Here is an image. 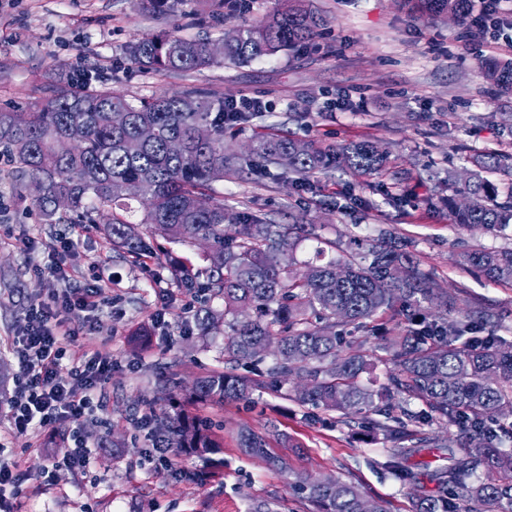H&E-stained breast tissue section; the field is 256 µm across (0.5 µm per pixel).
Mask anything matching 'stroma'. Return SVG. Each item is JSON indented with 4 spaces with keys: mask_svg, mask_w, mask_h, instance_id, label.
I'll return each instance as SVG.
<instances>
[{
    "mask_svg": "<svg viewBox=\"0 0 512 512\" xmlns=\"http://www.w3.org/2000/svg\"><path fill=\"white\" fill-rule=\"evenodd\" d=\"M325 20L313 41L240 65L195 72L141 70L126 48L144 36L178 32L212 35L216 0H181L152 8L141 0H0V112H25L52 98L61 74L82 67L128 98H151L189 87L224 100H260L266 109L227 131L224 148L239 154L259 127L275 126L301 139L340 146L370 141L387 154L382 174L345 170L298 176L275 169L242 167L225 173L215 190L226 207L275 224H313L335 241L337 254L353 240L387 233L406 244L422 268L449 293L495 307L502 336L512 340V283L488 280L460 266L465 248H512V230L490 235L466 231L448 216V198L458 175L479 152L512 151V96L492 94L481 68L485 58L512 60V11L498 27L476 33L471 20L456 22L413 14L400 0H310ZM347 109H337L339 101ZM37 193L29 180L0 155V336L17 332L28 305L49 301L65 282L50 268L46 244L69 236L66 224L42 223ZM147 264L113 251L103 235L83 236L65 258V270L86 282L98 274L112 282L91 334L78 336L71 353L101 344L115 368L104 386L106 408L88 420L82 435L91 451L85 474L45 479L60 434L42 429L9 438L7 451L23 454L27 480L20 512H246L249 500H277L282 512H313L291 488L294 477L335 475L359 483L388 512H413L417 495L436 493L430 473L444 461L432 453L416 457L423 478L417 491L404 488L383 463L388 443L360 433L337 412L298 406L255 393L252 405L201 403L198 416L223 425L221 467L199 457L178 456L171 471L142 465L149 443L136 437L129 418L151 412L165 379L189 385L223 369V332L208 341L196 336L195 295L153 278L174 258L203 266L199 245L151 241ZM148 327V342L130 338ZM271 428L272 453L288 460L287 472L244 454L237 430ZM131 440L120 457L101 444L103 436Z\"/></svg>",
    "mask_w": 512,
    "mask_h": 512,
    "instance_id": "stroma-1",
    "label": "stroma"
}]
</instances>
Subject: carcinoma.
Masks as SVG:
<instances>
[{
  "instance_id": "1",
  "label": "carcinoma",
  "mask_w": 512,
  "mask_h": 512,
  "mask_svg": "<svg viewBox=\"0 0 512 512\" xmlns=\"http://www.w3.org/2000/svg\"><path fill=\"white\" fill-rule=\"evenodd\" d=\"M473 2L419 0V7L465 18ZM322 24L307 0H288L284 10L236 27L237 38L224 44L220 58L208 53V41L175 33L140 39L127 55L143 69L167 72L245 64L309 42ZM484 76L499 93L512 94V61L486 60ZM245 119L243 112L225 117L224 101L199 88L134 104L105 84L67 74L56 95L31 111L0 112V153L40 182L36 203L48 224H85L112 241V249L136 259L150 252L146 232L182 245L208 241L205 267L177 261L169 269L172 280L199 300L193 314L198 335L210 336L224 323V370L181 389L186 403L249 402L258 391L340 412L391 444L385 466L404 485L415 481L407 465L411 456L427 448L448 452V465L435 472L438 493L419 498L415 512H512V341L496 333L502 315L448 294L404 248L358 240L347 257L328 258L333 245L313 224L262 222L224 207L222 196L201 204L204 191L224 180V170L248 160L224 153V123ZM201 124L212 132L206 141L195 136ZM75 126L83 129V139L58 152L56 143ZM145 126L156 131L149 141L140 137ZM249 154L268 164L284 161L289 172L302 176L338 166L373 175L386 162L369 141L336 147L277 132L258 134ZM472 164L465 181L469 203L459 207L452 197L448 212L461 229L501 233L512 225V186L502 195L488 175L512 169V153L489 152ZM139 180L152 185L151 194L127 195L125 185ZM62 195L71 206L58 213L54 202ZM137 210L144 233L130 221ZM305 241L316 246L298 276L296 252ZM458 262L492 281H512V249L475 248ZM338 267L347 270L346 277L336 278ZM216 300L220 311L213 308ZM433 302L440 311L421 314ZM393 309L411 327L389 337L377 357L392 365L377 403L361 381L374 364L344 351L336 324H363ZM171 394L166 385L156 390L159 411L145 423L146 440L165 438L177 454H215L220 436L183 408L171 414L161 405ZM434 425L446 433L457 426L460 433L445 444L423 431ZM238 442L248 455L288 470L287 459L269 451V432L245 427ZM293 487L316 512H364L367 503L374 512H387L340 477L300 476Z\"/></svg>"
}]
</instances>
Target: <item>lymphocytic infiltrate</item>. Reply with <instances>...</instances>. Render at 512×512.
Returning a JSON list of instances; mask_svg holds the SVG:
<instances>
[{
	"instance_id": "lymphocytic-infiltrate-1",
	"label": "lymphocytic infiltrate",
	"mask_w": 512,
	"mask_h": 512,
	"mask_svg": "<svg viewBox=\"0 0 512 512\" xmlns=\"http://www.w3.org/2000/svg\"><path fill=\"white\" fill-rule=\"evenodd\" d=\"M107 282L98 277L54 293L51 302L30 305L25 323L1 348L15 358L18 379L7 401L11 431L23 434L62 424L78 430L101 407V390L112 374V357L101 347L69 358L66 343L76 324H89L99 309ZM72 359L68 376L58 369Z\"/></svg>"
}]
</instances>
